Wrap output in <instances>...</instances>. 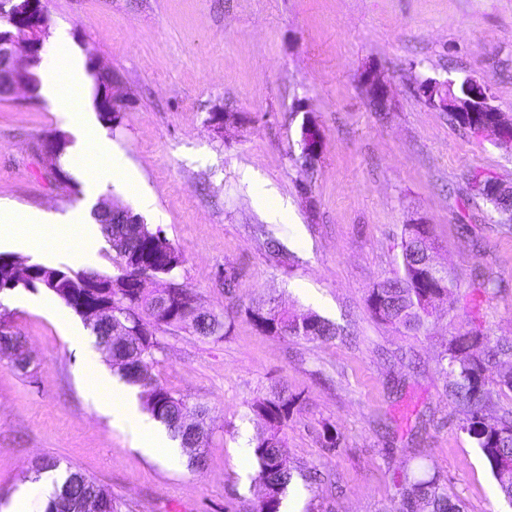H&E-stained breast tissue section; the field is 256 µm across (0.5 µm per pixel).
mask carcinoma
I'll return each mask as SVG.
<instances>
[{
    "instance_id": "obj_1",
    "label": "carcinoma",
    "mask_w": 512,
    "mask_h": 512,
    "mask_svg": "<svg viewBox=\"0 0 512 512\" xmlns=\"http://www.w3.org/2000/svg\"><path fill=\"white\" fill-rule=\"evenodd\" d=\"M490 180L472 179V190L493 205L512 223V210L499 206L498 199L486 191ZM95 221L103 237L121 258L119 273L74 272L70 269L32 264V271L18 272L0 268V281L27 279L33 289H45L54 299L75 309L82 283L97 277L107 285L103 297L112 306V322L90 326L98 349L106 362L129 384L139 388L143 411L164 423L180 440L189 465L200 468L205 462L208 436L203 424L207 409L194 410L199 431L183 424L188 406L184 399L152 375L155 352L160 342L154 330L188 329L204 338L222 339L226 334L224 314L205 310L192 313L198 301L195 291L178 282L165 288V308L155 310L154 292L142 293L125 287L144 265L157 270L164 281L175 280L182 264V254L161 232L144 222L129 223L131 211L116 200L108 209H95ZM434 249V239L427 224H406L401 236L402 273L386 277L369 292L367 307L382 324L415 335L427 331L433 317V305L444 302L448 293L458 288L453 275L436 272L425 262L426 253ZM245 313L260 331L290 336L305 341L327 342L337 336L336 324L314 313H297L281 307L271 299L250 305ZM448 342L438 359V372L446 381V394L465 419L461 429L475 439L489 464L501 496L512 503V409L500 406L499 397L512 393V342H503L488 334L473 319L461 320L448 314ZM300 396L283 388L270 398H256L251 412L266 423V432L254 447L263 486L264 508L280 512L283 497L293 479L282 436L293 416ZM68 476L47 502L44 512H74V505L89 499H101L105 512H120V503L102 485L85 474L67 469ZM401 504L398 512H465L463 501L448 493L439 473L405 474L400 484Z\"/></svg>"
}]
</instances>
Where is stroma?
Here are the masks:
<instances>
[{
	"mask_svg": "<svg viewBox=\"0 0 512 512\" xmlns=\"http://www.w3.org/2000/svg\"><path fill=\"white\" fill-rule=\"evenodd\" d=\"M51 32L82 63L112 70L117 125L99 130L135 170L143 195L104 178L100 199L120 200L183 254L179 281L203 307L224 312V339L160 333L152 368L188 408L209 410L206 464L163 466L113 425L88 394L75 344L29 306L46 290L0 294L30 364L0 355V497L44 457L111 491L122 512H253L256 477L240 470L262 430L249 405L280 385L301 395L285 429L301 469L299 512H396L404 474L437 471L466 512H512L480 449L460 428L437 360L448 316L473 318L512 340V227L473 196V176L512 185V151L476 134L418 93L420 81L488 80L512 118V0H43ZM387 85L372 107L366 71ZM225 115L223 127L209 123ZM323 135L301 166V126ZM44 96L0 95V202L63 212L87 193L81 169L47 155V134L67 130ZM67 180H60L58 170ZM272 188L287 222L265 215ZM429 224L435 258L458 287L429 335H400L367 307L400 263L403 225ZM496 289L479 295L475 271ZM234 276L225 290V276ZM276 299L342 330L307 342L257 330L246 305ZM337 438L322 446V433ZM318 474L309 483L305 474Z\"/></svg>",
	"mask_w": 512,
	"mask_h": 512,
	"instance_id": "obj_1",
	"label": "stroma"
}]
</instances>
